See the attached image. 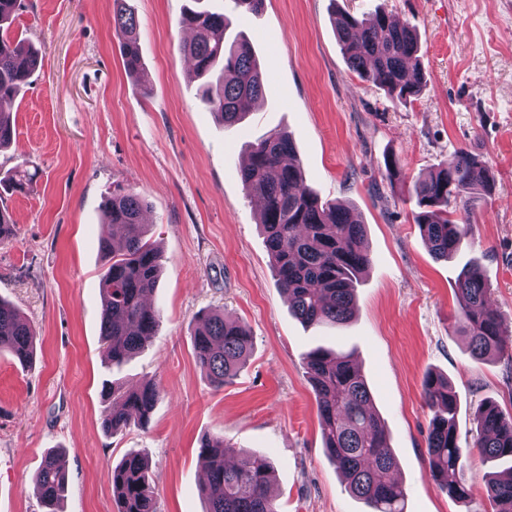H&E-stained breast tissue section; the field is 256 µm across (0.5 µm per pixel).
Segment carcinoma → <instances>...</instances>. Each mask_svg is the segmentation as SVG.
<instances>
[{
    "label": "carcinoma",
    "instance_id": "carcinoma-1",
    "mask_svg": "<svg viewBox=\"0 0 512 512\" xmlns=\"http://www.w3.org/2000/svg\"><path fill=\"white\" fill-rule=\"evenodd\" d=\"M21 0H0V105L16 98L29 84L41 60V51L15 36L11 25ZM113 21L128 73L147 82L141 62L139 21L128 0H113ZM180 26L192 31L185 50L198 77H216L206 88L203 102L224 125L240 122L263 95L264 77L249 42L227 36L228 20L222 13L188 8ZM338 43L349 68L382 88L394 103L405 104L418 96L425 83L421 46L416 30L397 23L387 13L356 17L340 13L334 18ZM14 136L12 115L0 109V150ZM239 177L250 197L262 203L260 223L279 288L288 293L293 314L309 326H339L354 312L355 283L370 264L364 246V227L347 206L324 201L306 184L297 163L292 140L273 134L251 146L248 163ZM494 176L484 157L467 148L442 163L408 193L418 225L430 251L447 258L472 235L466 215L492 195ZM107 227L122 235L100 238L109 256L102 274V336L105 359L119 367L155 335L159 311L145 303L158 287L160 254L147 239L143 223L144 201L131 189H118L100 204ZM489 288L477 264L458 279L457 329L469 340L477 362L505 353L503 320L487 305ZM36 333L10 304L0 300V350L20 363L31 361ZM251 349L246 325L211 312L201 318L193 336L199 366L211 383L222 388L243 368ZM304 363L316 397L324 448L342 472L346 487L362 500L368 512H406L402 483L393 478L396 460L384 422L374 410L367 381L350 356L318 347ZM112 412L102 422L114 433L130 425L144 427L159 399V387L147 382L123 391L112 388ZM423 398L430 412L426 451L430 475L437 487L458 499L470 496L461 472L473 452L490 461H512V417L492 403L477 411V435L471 446L461 447L455 428L457 401L448 378L429 374ZM206 467L201 494L206 512H277L271 495L270 464L259 457L240 455L222 437L206 438L200 445ZM36 491L46 512L68 490V475L58 453L51 451L35 477ZM491 512H512V466L486 479ZM116 512H157L149 479L148 462L138 453L128 454L112 470Z\"/></svg>",
    "mask_w": 512,
    "mask_h": 512
}]
</instances>
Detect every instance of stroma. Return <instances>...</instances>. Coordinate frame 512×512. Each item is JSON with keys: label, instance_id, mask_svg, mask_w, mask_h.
<instances>
[{"label": "stroma", "instance_id": "35a3bbf8", "mask_svg": "<svg viewBox=\"0 0 512 512\" xmlns=\"http://www.w3.org/2000/svg\"><path fill=\"white\" fill-rule=\"evenodd\" d=\"M223 7L265 73V92L227 126L200 101L178 21L188 0H130L139 20L148 85L125 70L113 0H21L12 25L42 47L24 94L7 104L16 126L0 151V178L22 164L26 191L0 196L14 223L0 244V297L36 332L31 363L0 351V512H43L35 475L60 451L69 477L61 512H114L112 470L142 453L160 512H205L200 441L220 436L267 457L278 512H366L327 456L303 358L322 346L352 355L371 389L397 459L407 512H489L493 466L469 458L459 500L429 476L423 381L447 376L457 395L460 443L476 433L481 403L512 414V360H472L453 327L461 271L479 263L490 304L512 346V0H264L258 13ZM385 11L420 38L426 85L393 103L352 72L332 22L337 11ZM290 135L304 177L322 199L349 207L366 227L371 262L356 283L357 309L338 327H308L278 288L238 170L248 147ZM460 148L484 155L491 198L472 214L460 252L435 259L404 198L412 183ZM401 175L389 180L386 158ZM147 203L161 252L151 302L160 324L121 368L103 359L100 279L106 258L100 203L114 189ZM244 323L245 367L215 388L198 366L193 331L208 311ZM155 382L149 423L105 433V390Z\"/></svg>", "mask_w": 512, "mask_h": 512}]
</instances>
